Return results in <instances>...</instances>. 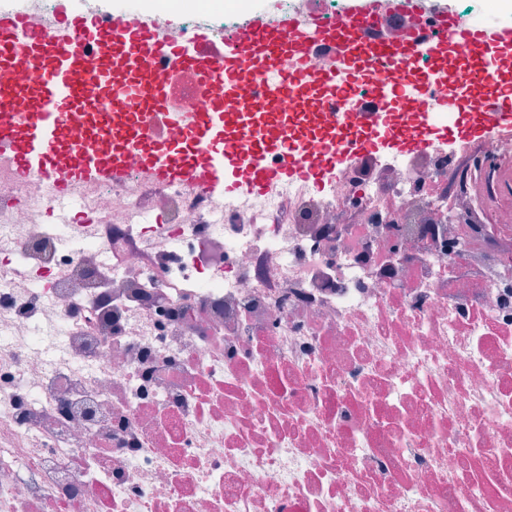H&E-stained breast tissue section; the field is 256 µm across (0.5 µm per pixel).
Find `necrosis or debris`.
<instances>
[{
  "mask_svg": "<svg viewBox=\"0 0 512 512\" xmlns=\"http://www.w3.org/2000/svg\"><path fill=\"white\" fill-rule=\"evenodd\" d=\"M174 8L175 44L244 19ZM53 195L0 168V512H512V128L261 195L103 182L72 202L91 239Z\"/></svg>",
  "mask_w": 512,
  "mask_h": 512,
  "instance_id": "4bbe7bcc",
  "label": "necrosis or debris"
}]
</instances>
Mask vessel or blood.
I'll use <instances>...</instances> for the list:
<instances>
[{
    "mask_svg": "<svg viewBox=\"0 0 512 512\" xmlns=\"http://www.w3.org/2000/svg\"><path fill=\"white\" fill-rule=\"evenodd\" d=\"M10 2L0 8V154L20 169L38 166L51 180L47 212L62 227L78 188L124 179L134 157L145 181H187L220 196L231 188L225 169L236 168L245 150L257 162L240 177L261 194L278 181L319 176L345 151L375 150L369 132L384 112L406 115L405 124L391 127L390 146L424 152L436 132L417 118L446 107L451 84L478 94L475 107L461 109L460 136H476L484 121L512 125V27H461L438 12L420 42L361 25L321 29L312 43L299 26L283 33L255 17L231 41L204 30L175 46L138 19L115 35L86 0H63L59 20L43 35L28 26L27 0ZM77 28L85 47L73 42ZM316 46L344 68L306 67ZM285 56L298 66L280 71ZM161 61L209 88L197 111H171L167 75L156 69ZM362 83L374 97L357 112L367 133L354 138L337 122L336 106ZM143 108L151 126L139 122Z\"/></svg>",
    "mask_w": 512,
    "mask_h": 512,
    "instance_id": "obj_1",
    "label": "vessel or blood"
}]
</instances>
